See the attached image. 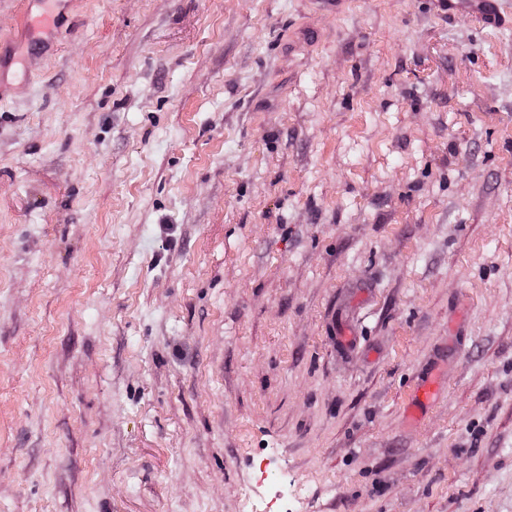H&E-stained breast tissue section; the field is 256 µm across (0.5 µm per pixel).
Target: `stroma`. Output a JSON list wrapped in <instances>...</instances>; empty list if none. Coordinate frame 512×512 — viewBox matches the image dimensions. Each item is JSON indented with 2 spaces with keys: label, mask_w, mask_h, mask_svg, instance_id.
I'll use <instances>...</instances> for the list:
<instances>
[{
  "label": "stroma",
  "mask_w": 512,
  "mask_h": 512,
  "mask_svg": "<svg viewBox=\"0 0 512 512\" xmlns=\"http://www.w3.org/2000/svg\"><path fill=\"white\" fill-rule=\"evenodd\" d=\"M22 2L0 512H251L263 458L294 512H512V28L71 0L37 54ZM439 396L437 380L428 376L416 389L410 400V413L413 419H418L423 411Z\"/></svg>",
  "instance_id": "obj_1"
}]
</instances>
